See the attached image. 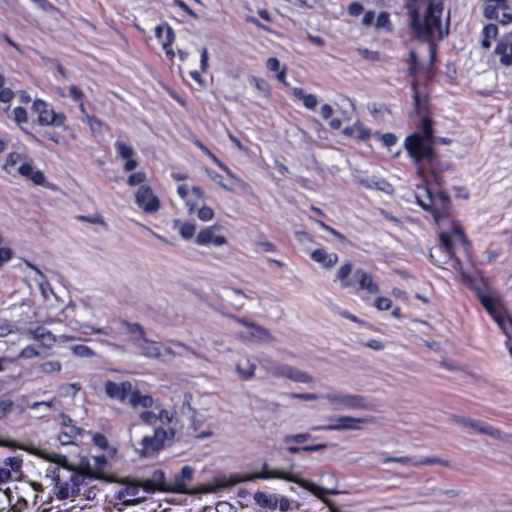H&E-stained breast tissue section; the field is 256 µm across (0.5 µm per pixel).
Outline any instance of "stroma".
I'll use <instances>...</instances> for the list:
<instances>
[{
    "mask_svg": "<svg viewBox=\"0 0 512 512\" xmlns=\"http://www.w3.org/2000/svg\"><path fill=\"white\" fill-rule=\"evenodd\" d=\"M341 0H0V71L65 116L16 127L37 185L0 172V459L33 469L0 512H512V72L477 34L480 0L417 47L408 21L371 35ZM312 93L394 154L307 111ZM155 177L134 203L114 149ZM224 227L176 235L178 180ZM322 249L366 268L390 303L343 288ZM176 406L184 434L61 500L92 431L127 440L106 379ZM191 466L135 500L119 483ZM303 104L308 110L317 112L320 118L329 126L336 128V130L347 136L357 139H367L374 136L387 150L397 145L398 152L401 150H409L410 143L408 139H404L398 144L399 135L394 132L389 131L373 135L354 113L337 111L329 101L323 98L308 94L303 97ZM116 157L121 170V178L131 190L132 198L144 213H153L162 205L159 186L153 175L143 165L129 146L116 142Z\"/></svg>",
    "mask_w": 512,
    "mask_h": 512,
    "instance_id": "35a3bbf8",
    "label": "stroma"
}]
</instances>
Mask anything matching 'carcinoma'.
<instances>
[{
  "label": "carcinoma",
  "mask_w": 512,
  "mask_h": 512,
  "mask_svg": "<svg viewBox=\"0 0 512 512\" xmlns=\"http://www.w3.org/2000/svg\"><path fill=\"white\" fill-rule=\"evenodd\" d=\"M342 9L359 27L377 35L390 32L400 19V12L387 0H345ZM478 43L483 48L491 47L486 57L496 68L505 71L512 69V64L508 63L512 58V4L508 0H481ZM303 104L329 126L347 136L357 139L373 136L387 150L396 147L401 151L410 147L408 140H399V135L394 132L372 135L355 114L338 111L329 101L316 95L304 96ZM0 112L21 128L55 129L63 123L62 113L53 104L21 87L2 71ZM115 152L121 178L131 190L135 204L145 213L158 210L162 200L153 175L129 146L117 142ZM0 171L29 185H38L44 180V173L34 157L9 139L0 140ZM176 194L180 209L173 229L177 235L194 244L222 246L223 227L203 193L196 186L182 182L177 185ZM313 257L322 266L335 270L336 280L343 287L372 298L378 306L388 304L389 299L381 284L365 268L341 262L337 256L322 250L314 251ZM99 392L124 408L133 418V425L141 429L139 437L128 444L132 452L138 451L144 439L164 445L170 440L177 442L183 436V424L177 408L156 396L146 385L130 379H109L100 382ZM30 474L26 464L0 468V486L20 491L29 483Z\"/></svg>",
  "instance_id": "1"
}]
</instances>
